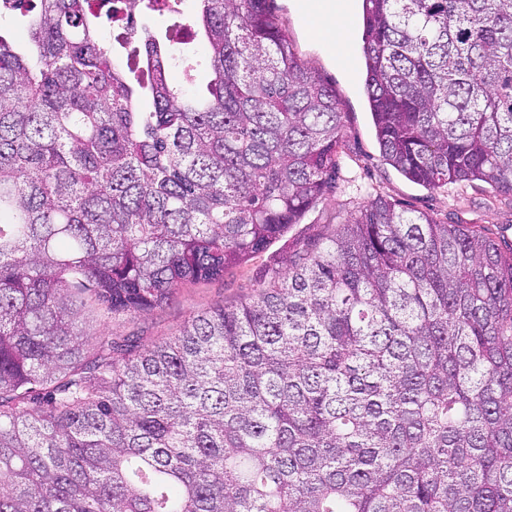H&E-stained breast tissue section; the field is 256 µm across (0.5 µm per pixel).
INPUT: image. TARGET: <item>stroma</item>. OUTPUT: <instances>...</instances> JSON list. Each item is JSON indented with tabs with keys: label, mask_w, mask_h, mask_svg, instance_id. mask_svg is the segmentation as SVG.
<instances>
[{
	"label": "stroma",
	"mask_w": 512,
	"mask_h": 512,
	"mask_svg": "<svg viewBox=\"0 0 512 512\" xmlns=\"http://www.w3.org/2000/svg\"><path fill=\"white\" fill-rule=\"evenodd\" d=\"M303 3L271 0L270 11L304 65L336 89L344 128L332 187L282 238L250 263L227 269L222 279L184 284L167 305L144 314L96 317L93 342L135 333L147 345L172 336L194 312L248 300L269 272L281 267L287 254L346 223L357 207L376 194L384 195L399 209L425 213L445 224L484 227L496 240L512 242V195L479 181L425 188L408 181L384 161L369 112L359 21L347 16L341 26L342 40L331 47L302 22Z\"/></svg>",
	"instance_id": "obj_1"
}]
</instances>
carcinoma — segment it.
Masks as SVG:
<instances>
[{"label":"carcinoma","mask_w":512,"mask_h":512,"mask_svg":"<svg viewBox=\"0 0 512 512\" xmlns=\"http://www.w3.org/2000/svg\"><path fill=\"white\" fill-rule=\"evenodd\" d=\"M180 14L182 0H127ZM210 49L109 0L0 35V512H512V245L377 194L256 294L88 343L224 277L331 187L343 112L269 0H197ZM385 161L512 194V0H362ZM151 110L137 105L139 91Z\"/></svg>","instance_id":"carcinoma-1"}]
</instances>
